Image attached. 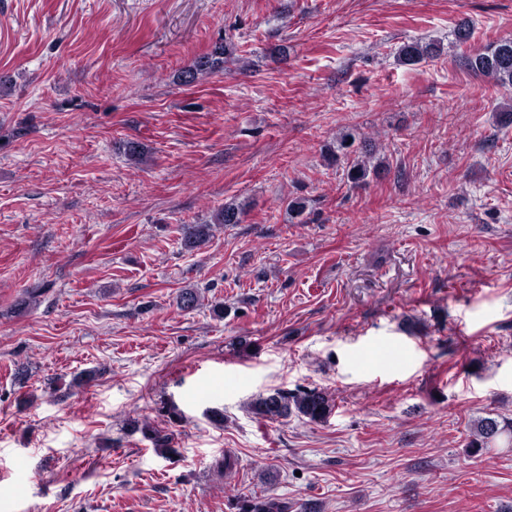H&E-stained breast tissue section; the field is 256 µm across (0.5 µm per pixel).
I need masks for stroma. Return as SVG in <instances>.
Returning <instances> with one entry per match:
<instances>
[{
	"label": "stroma",
	"instance_id": "35a3bbf8",
	"mask_svg": "<svg viewBox=\"0 0 512 512\" xmlns=\"http://www.w3.org/2000/svg\"><path fill=\"white\" fill-rule=\"evenodd\" d=\"M510 37L512 0H0V512H512V441L468 451L512 419V87L460 62ZM440 51V47L435 43L413 42L405 44L399 49L398 58L405 65H416L437 57ZM232 53L233 48L230 49L229 46L225 45L224 49L219 47L210 57H206L203 60H200L194 70L186 72L184 76V82L192 83L198 78L199 74L211 72L220 67V65L224 63L223 57L226 55L230 56ZM242 211L230 205L213 213L212 219L205 224H190L186 227L184 234V247L187 250H194L206 244L213 237V228L223 224H238L241 222ZM333 399L318 388L296 391H277L270 395H259L250 403L251 411L269 419L287 418L295 413L312 422H322L333 410ZM503 434L512 437V422L504 419L499 421L494 417L479 418L471 432L472 439L469 442L471 453L477 454L484 448H489V444ZM282 501L273 497H250L243 500L240 512H287Z\"/></svg>",
	"mask_w": 512,
	"mask_h": 512
}]
</instances>
